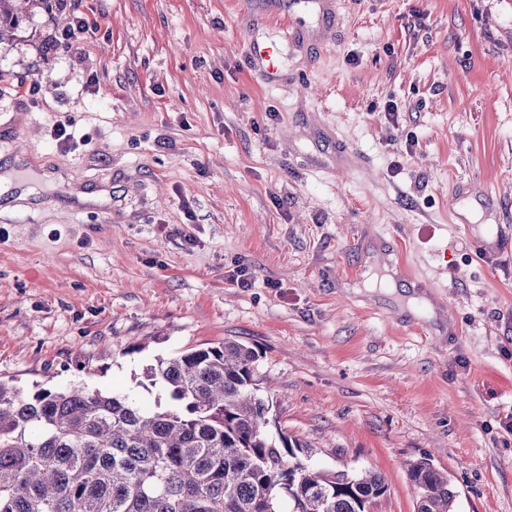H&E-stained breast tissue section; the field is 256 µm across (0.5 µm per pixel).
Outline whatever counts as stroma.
<instances>
[{"label": "stroma", "instance_id": "obj_1", "mask_svg": "<svg viewBox=\"0 0 512 512\" xmlns=\"http://www.w3.org/2000/svg\"><path fill=\"white\" fill-rule=\"evenodd\" d=\"M23 7L0 171L38 198L0 188V379L152 404L156 358L238 340L270 433L384 477L370 512H417L423 458L454 512H512V0Z\"/></svg>", "mask_w": 512, "mask_h": 512}]
</instances>
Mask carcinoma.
I'll return each mask as SVG.
<instances>
[{"mask_svg": "<svg viewBox=\"0 0 512 512\" xmlns=\"http://www.w3.org/2000/svg\"><path fill=\"white\" fill-rule=\"evenodd\" d=\"M9 2L0 38L20 24ZM257 361L236 341L159 358L147 378L169 405L153 408L81 386L26 396L0 380V512H365L384 478L338 477L314 465L310 444L270 435ZM408 475L418 512H452L430 460Z\"/></svg>", "mask_w": 512, "mask_h": 512, "instance_id": "obj_1", "label": "carcinoma"}]
</instances>
